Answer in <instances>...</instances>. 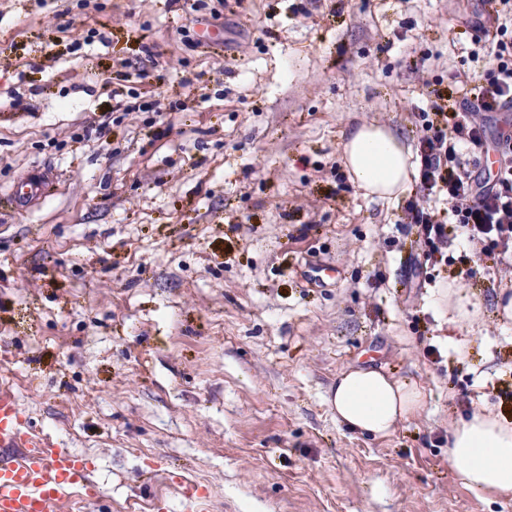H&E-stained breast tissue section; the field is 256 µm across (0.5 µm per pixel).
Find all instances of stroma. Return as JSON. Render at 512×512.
Segmentation results:
<instances>
[{
    "mask_svg": "<svg viewBox=\"0 0 512 512\" xmlns=\"http://www.w3.org/2000/svg\"><path fill=\"white\" fill-rule=\"evenodd\" d=\"M485 8L0 0V386L91 462L82 512H185L188 486L204 512H512L448 459L461 417L512 415V253L461 235L414 269L403 197L365 195L343 152L364 124L415 148L428 87L482 81ZM451 281L474 331L432 304ZM352 367L423 409L349 430L329 399Z\"/></svg>",
    "mask_w": 512,
    "mask_h": 512,
    "instance_id": "stroma-1",
    "label": "stroma"
}]
</instances>
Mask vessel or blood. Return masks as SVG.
<instances>
[{
  "mask_svg": "<svg viewBox=\"0 0 512 512\" xmlns=\"http://www.w3.org/2000/svg\"><path fill=\"white\" fill-rule=\"evenodd\" d=\"M72 485L99 495L87 461L34 434L16 396L0 389V512H50Z\"/></svg>",
  "mask_w": 512,
  "mask_h": 512,
  "instance_id": "vessel-or-blood-1",
  "label": "vessel or blood"
}]
</instances>
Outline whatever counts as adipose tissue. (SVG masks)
Listing matches in <instances>:
<instances>
[{
	"mask_svg": "<svg viewBox=\"0 0 512 512\" xmlns=\"http://www.w3.org/2000/svg\"><path fill=\"white\" fill-rule=\"evenodd\" d=\"M344 158L355 184L382 198L405 192L416 174L408 150L381 126L353 129ZM434 304L457 327L472 326L481 314L479 304L453 284L438 289ZM424 400L414 382L391 379L376 369L352 368L337 378L330 404L337 420L349 428L383 437L420 410ZM448 459L464 486L490 499L512 498V419L473 411L454 426Z\"/></svg>",
	"mask_w": 512,
	"mask_h": 512,
	"instance_id": "1",
	"label": "adipose tissue"
}]
</instances>
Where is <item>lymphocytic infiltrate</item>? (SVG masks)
<instances>
[{
  "mask_svg": "<svg viewBox=\"0 0 512 512\" xmlns=\"http://www.w3.org/2000/svg\"><path fill=\"white\" fill-rule=\"evenodd\" d=\"M485 21L477 31L492 37L495 66L483 83L461 86L453 104L435 91L433 118L427 119L419 140L420 194L405 201L403 223L413 225L426 261L437 264L448 258V242L465 235L480 247L484 260L499 262L512 251V130L499 132L488 142L477 119L481 112H512V31L500 14L512 0H486ZM495 150L502 165L494 174L476 179L465 169L462 153L485 154ZM439 193L448 201V215L439 218L423 199Z\"/></svg>",
  "mask_w": 512,
  "mask_h": 512,
  "instance_id": "obj_1",
  "label": "lymphocytic infiltrate"
}]
</instances>
